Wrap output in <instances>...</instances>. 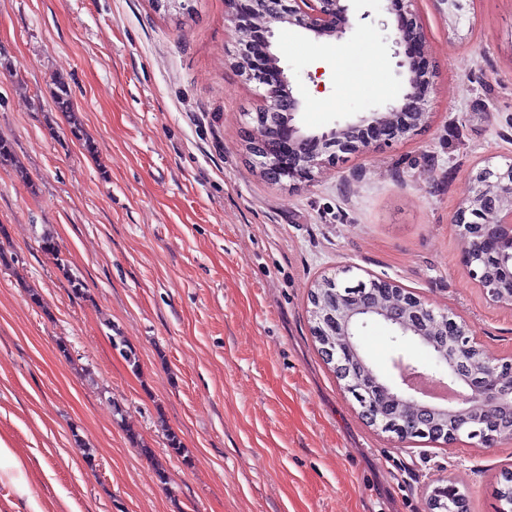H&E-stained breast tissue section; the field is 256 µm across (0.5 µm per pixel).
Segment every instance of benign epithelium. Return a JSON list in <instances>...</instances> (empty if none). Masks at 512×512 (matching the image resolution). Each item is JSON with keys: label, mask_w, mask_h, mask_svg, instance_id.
<instances>
[{"label": "benign epithelium", "mask_w": 512, "mask_h": 512, "mask_svg": "<svg viewBox=\"0 0 512 512\" xmlns=\"http://www.w3.org/2000/svg\"><path fill=\"white\" fill-rule=\"evenodd\" d=\"M350 0H226L225 20L232 24L238 46L262 59L252 62L238 54L237 66L247 79L262 87L263 107L257 113L256 134L250 142L265 176L298 186L314 180L315 172L333 163L338 153H368L378 143L404 139L430 118L428 104L434 92L431 76L417 70L415 56L426 37L412 0H385L393 20L381 21L400 57L398 67L412 74L400 98L383 108L371 109L353 120L311 130L297 115L303 100L294 80L275 53L274 38L284 27H297L316 39L339 40L352 28ZM461 236V262L470 269L489 299L512 308V164L485 168L474 177L464 203L455 216ZM379 295L356 303L340 299L324 309L311 308L315 330L328 326L341 337L336 359L344 358L354 370L372 369L359 353L357 328L365 319L382 320L403 336H446L448 347L437 346L445 360L444 374L433 375L401 353L392 359L397 376L383 384L385 394L406 407L419 431L427 434L434 419L448 415L454 436H471L470 415L481 403L512 413V371L502 368L493 355L469 337L466 325L449 312H437L421 297L397 285L377 282ZM484 356L476 377L465 376L471 356ZM461 498L452 484L433 489L430 502L444 506Z\"/></svg>", "instance_id": "benign-epithelium-1"}]
</instances>
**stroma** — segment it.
Wrapping results in <instances>:
<instances>
[{
  "label": "stroma",
  "instance_id": "stroma-1",
  "mask_svg": "<svg viewBox=\"0 0 512 512\" xmlns=\"http://www.w3.org/2000/svg\"><path fill=\"white\" fill-rule=\"evenodd\" d=\"M461 4L456 26L443 0L411 5L435 83L429 122L293 188L247 150L261 91L235 66L225 0L185 14L0 0V138L23 167L0 168V512H428L448 482L468 512H498L512 439L443 446L367 426L309 313L322 278L390 280L512 359V309L461 264L454 222L477 171L512 163V0ZM352 13L338 40L277 36L307 128L384 106L407 81L377 0ZM339 54L380 83L350 91ZM57 74L95 154L52 104ZM47 233L63 265L41 251Z\"/></svg>",
  "mask_w": 512,
  "mask_h": 512
}]
</instances>
